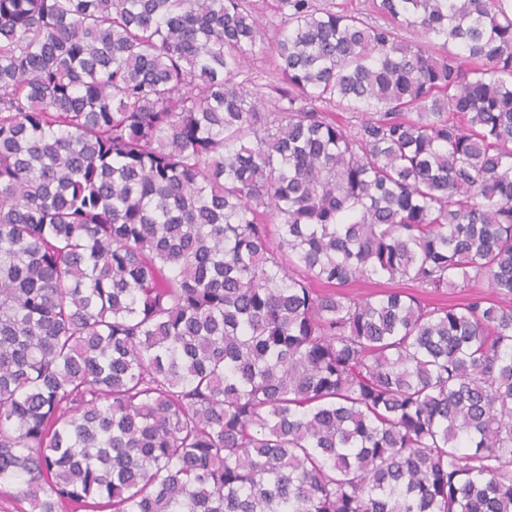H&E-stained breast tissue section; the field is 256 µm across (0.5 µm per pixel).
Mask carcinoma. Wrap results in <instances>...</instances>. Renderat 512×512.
<instances>
[{"label":"carcinoma","mask_w":512,"mask_h":512,"mask_svg":"<svg viewBox=\"0 0 512 512\" xmlns=\"http://www.w3.org/2000/svg\"><path fill=\"white\" fill-rule=\"evenodd\" d=\"M378 10L0 0L1 496L512 512V0ZM388 288H400L408 293H414L420 290V288H415L412 282H392L387 281L386 279H381L379 281L372 282H355L346 287L336 288V291L339 290L349 296L360 299H375L378 298L382 291Z\"/></svg>","instance_id":"obj_1"}]
</instances>
